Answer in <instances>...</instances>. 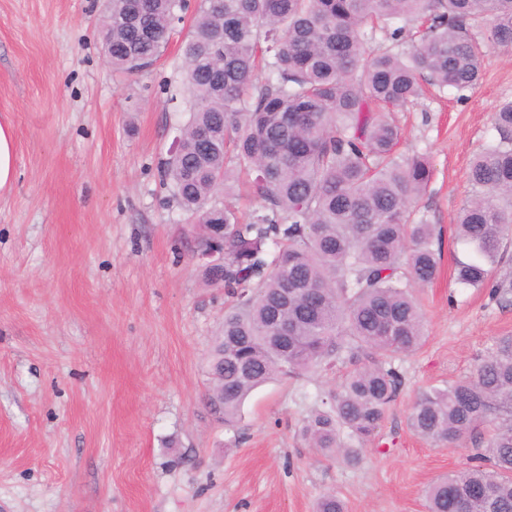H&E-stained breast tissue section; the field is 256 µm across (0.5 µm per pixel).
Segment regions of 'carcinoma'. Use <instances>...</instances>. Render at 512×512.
<instances>
[{
    "instance_id": "carcinoma-1",
    "label": "carcinoma",
    "mask_w": 512,
    "mask_h": 512,
    "mask_svg": "<svg viewBox=\"0 0 512 512\" xmlns=\"http://www.w3.org/2000/svg\"><path fill=\"white\" fill-rule=\"evenodd\" d=\"M188 15L187 119L158 172L198 228L196 249L224 230V266L202 274L235 302L211 347L207 400L230 424L269 380L348 363L302 436L356 463L396 396L395 361L422 342L417 289L441 260L435 225L411 219L432 171L422 155L396 154L394 113L432 90L476 86L484 48L512 45V0H107L103 52L117 70L145 72ZM411 22L420 26L405 51ZM379 29L388 44L371 50ZM494 129L497 143L468 173L473 195L456 232L474 258L456 282L509 302L512 276L497 275V262L512 249V101ZM242 174L260 204L248 219L224 203ZM409 426L448 445L487 435L485 452L429 487L428 512L461 502L465 512H512V336L467 378L419 396ZM315 512L345 506L328 493Z\"/></svg>"
}]
</instances>
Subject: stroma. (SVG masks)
I'll return each instance as SVG.
<instances>
[{
	"label": "stroma",
	"mask_w": 512,
	"mask_h": 512,
	"mask_svg": "<svg viewBox=\"0 0 512 512\" xmlns=\"http://www.w3.org/2000/svg\"><path fill=\"white\" fill-rule=\"evenodd\" d=\"M104 12L103 0H0V118L17 153L0 193V512H314L327 493L346 512H428L427 485L474 447L417 437L411 408L512 336V302L454 278L472 257L456 215L512 100V47L488 49L476 88L397 115L400 152L432 168L418 210L441 262L419 291L425 341L396 360L399 393L352 466L301 437L347 365L258 387L231 427L207 405L229 300L204 284L157 171L177 134L190 24L129 77L105 62Z\"/></svg>",
	"instance_id": "1"
}]
</instances>
